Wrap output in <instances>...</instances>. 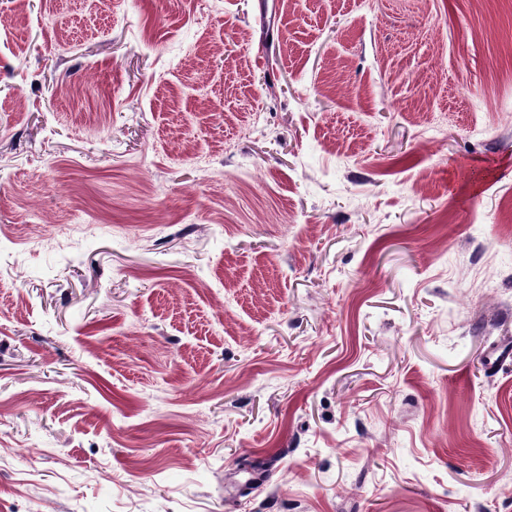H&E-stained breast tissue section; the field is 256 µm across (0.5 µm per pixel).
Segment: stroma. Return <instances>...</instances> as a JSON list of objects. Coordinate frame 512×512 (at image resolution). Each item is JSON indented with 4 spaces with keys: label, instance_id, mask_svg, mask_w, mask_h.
<instances>
[{
    "label": "stroma",
    "instance_id": "stroma-1",
    "mask_svg": "<svg viewBox=\"0 0 512 512\" xmlns=\"http://www.w3.org/2000/svg\"><path fill=\"white\" fill-rule=\"evenodd\" d=\"M512 0H0V512H512Z\"/></svg>",
    "mask_w": 512,
    "mask_h": 512
}]
</instances>
